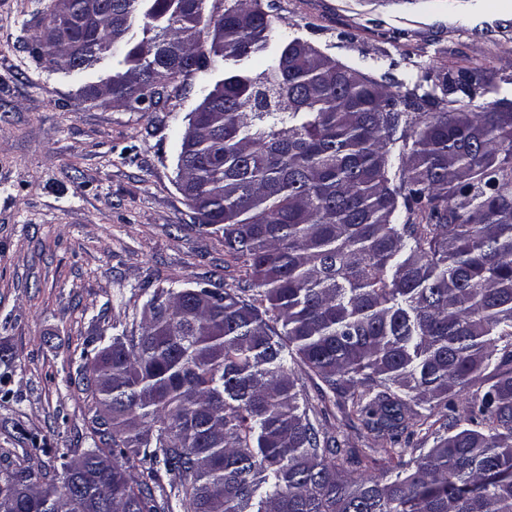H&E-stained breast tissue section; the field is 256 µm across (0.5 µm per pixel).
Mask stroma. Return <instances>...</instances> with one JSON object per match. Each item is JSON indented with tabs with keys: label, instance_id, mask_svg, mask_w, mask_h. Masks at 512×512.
<instances>
[{
	"label": "stroma",
	"instance_id": "1",
	"mask_svg": "<svg viewBox=\"0 0 512 512\" xmlns=\"http://www.w3.org/2000/svg\"><path fill=\"white\" fill-rule=\"evenodd\" d=\"M275 27L385 85L439 95L446 79L490 69L497 89L473 110L512 100V0H261ZM52 0H0V473L60 481L93 447L97 405L78 384L87 358L138 335L155 292L214 281L255 288L224 255L222 233L198 228L178 189L188 114L229 64L168 83L146 110L101 106L84 87L112 67L73 72L38 58L33 39ZM409 402L398 442L414 459L432 438ZM323 431L379 473L373 433L335 405Z\"/></svg>",
	"mask_w": 512,
	"mask_h": 512
}]
</instances>
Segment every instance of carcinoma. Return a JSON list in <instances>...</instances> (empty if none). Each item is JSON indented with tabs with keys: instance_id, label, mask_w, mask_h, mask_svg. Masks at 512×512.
Segmentation results:
<instances>
[{
	"instance_id": "cac0c4a2",
	"label": "carcinoma",
	"mask_w": 512,
	"mask_h": 512,
	"mask_svg": "<svg viewBox=\"0 0 512 512\" xmlns=\"http://www.w3.org/2000/svg\"><path fill=\"white\" fill-rule=\"evenodd\" d=\"M89 2L63 0L75 22L58 41L36 38L39 56L85 72L146 19L125 68L89 98L102 85L117 104L142 87L160 100L206 67L193 49L206 0H104L95 17ZM271 32L260 0H235L210 53L240 66ZM493 88L474 68L445 94ZM453 104L389 91L298 38L208 89L181 137L179 188L258 296L211 282L153 294L142 333L85 365L100 444L59 486L0 477L12 512H169L151 486L160 463L187 512H512V100ZM296 365L393 442L407 402L441 400L451 415L473 378L491 384L473 427L442 424L409 461L383 449L388 478L346 476L343 463L362 460L312 422Z\"/></svg>"
}]
</instances>
